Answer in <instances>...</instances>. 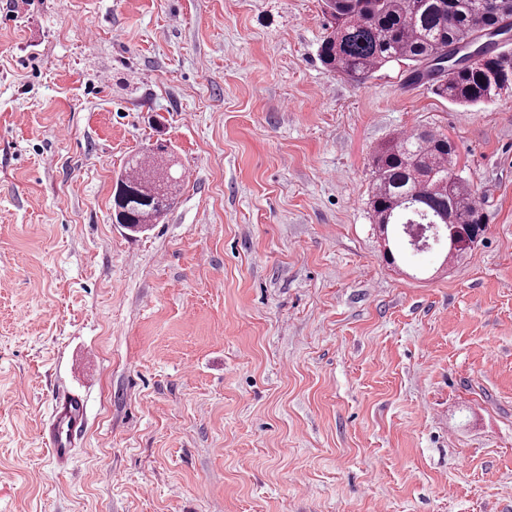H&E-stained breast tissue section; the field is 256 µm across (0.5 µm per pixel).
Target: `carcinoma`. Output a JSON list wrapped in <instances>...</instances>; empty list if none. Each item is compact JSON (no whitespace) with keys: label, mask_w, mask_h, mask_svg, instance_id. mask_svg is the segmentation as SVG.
Here are the masks:
<instances>
[{"label":"carcinoma","mask_w":512,"mask_h":512,"mask_svg":"<svg viewBox=\"0 0 512 512\" xmlns=\"http://www.w3.org/2000/svg\"><path fill=\"white\" fill-rule=\"evenodd\" d=\"M329 33L322 62L351 80H363L391 62L411 68L433 93L462 106L492 102L512 86V56L496 38L512 20V0H323ZM456 146L427 129L403 133L372 157L375 223L432 229L448 217L481 236L486 219L475 191L452 163ZM167 146L128 158L116 180L112 220L131 232L157 224L173 204L180 178Z\"/></svg>","instance_id":"1"}]
</instances>
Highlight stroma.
Here are the masks:
<instances>
[{
  "label": "stroma",
  "instance_id": "35a3bbf8",
  "mask_svg": "<svg viewBox=\"0 0 512 512\" xmlns=\"http://www.w3.org/2000/svg\"><path fill=\"white\" fill-rule=\"evenodd\" d=\"M325 35L321 0H0V512H512V92L355 82ZM418 127L486 232L393 268L372 156ZM159 143L181 190L132 236ZM171 154L157 144L150 151L128 158L117 178L112 200V221L131 232L158 224L173 204L180 178L171 173ZM85 415L84 404L78 396L63 394L56 398L45 439L58 462L64 463L71 457L76 441L85 430Z\"/></svg>",
  "mask_w": 512,
  "mask_h": 512
}]
</instances>
